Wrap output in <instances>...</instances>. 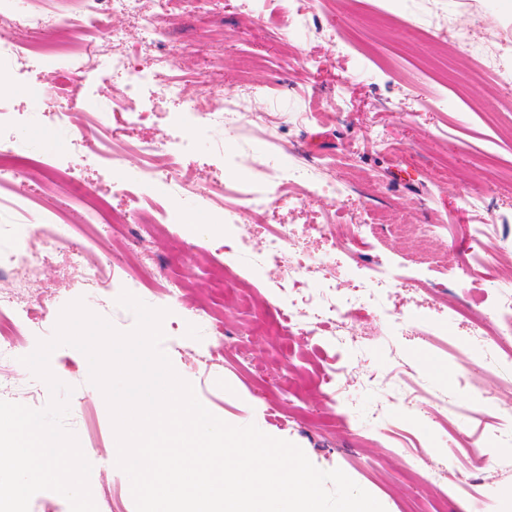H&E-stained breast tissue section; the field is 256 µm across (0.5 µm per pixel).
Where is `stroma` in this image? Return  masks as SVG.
<instances>
[{"instance_id":"1","label":"stroma","mask_w":512,"mask_h":512,"mask_svg":"<svg viewBox=\"0 0 512 512\" xmlns=\"http://www.w3.org/2000/svg\"><path fill=\"white\" fill-rule=\"evenodd\" d=\"M251 0H170L158 19L163 37L188 43L189 50L172 68L184 80L185 96L198 95L197 77L221 88L225 98L238 94L241 78L270 88L279 111L269 113L268 130L250 134V153L225 168L216 151L218 133L185 129L193 142L179 171L200 185L249 183L272 164L311 165L329 159V177L344 180L346 197L296 196L283 193L261 221L242 214L235 224L200 225L220 204L199 205L192 197H170L156 188L139 190L141 205L159 204L177 211L179 224L163 236H146L123 193L143 158L139 142L173 133L171 103L155 104L128 137L120 166L95 157L68 156L59 135L45 133L38 151L65 155L82 184L127 213L117 231L84 221V208L70 192L35 193L29 213L53 211L72 224L87 245L86 259L102 264L104 285L90 287L71 261L68 246L36 273L34 287L21 291L23 301L42 305L33 333L22 336L21 354L53 336L59 314L80 299L115 328H133V313L118 304L122 291L151 307L166 310L162 350L176 373L191 383L198 399L215 416L233 426L256 425L263 433L299 446L318 469H341L370 493L385 512H405L419 502L423 512H471L469 498L495 503L512 512V446L492 447V468L469 490L448 493L446 484L410 482V455L448 458V428L487 434L495 421L512 414V390L501 389L494 375L465 377L451 363L450 349H474L466 325L448 318L449 310H479L492 302L499 275L512 269V119L499 116L512 89L481 79L458 90L431 66L445 59L459 67L472 57L454 49L449 26L470 30L474 43L489 33L512 44V18L497 0H319L314 22L335 24L346 39L339 52L324 39L303 42L285 38L261 22ZM310 54L314 64L298 62ZM57 88L59 103L80 98L85 81L77 74L56 80L50 71L25 63L0 68V109L25 117L31 110L27 89ZM346 105H338L337 93ZM480 104V111L468 108ZM309 103L321 122L303 126L292 108ZM386 132L377 143L374 130ZM482 192L487 209H464L460 198ZM493 220V230L475 239L474 229ZM330 223L350 236L346 261L332 282L349 288L357 273L392 263L410 277L408 287L388 298L407 323L389 330L371 311L356 312L349 330L362 352L336 353L328 343L265 330L277 317L278 286L266 271L253 267L233 277L217 295L208 273L228 264L225 246H257L272 226L301 229ZM494 253V263H475L479 250ZM452 266L470 270L466 288L448 279ZM175 275L187 284L184 301L165 296L162 286ZM217 310L216 329L190 321L186 305ZM346 367L347 376L327 399L319 379L327 368ZM53 374L72 386L66 424L77 436L92 465L90 490L98 512H136L128 476L114 463V430L101 391L89 381V364L77 349L63 346L50 358ZM453 396L454 412L431 406L432 398ZM47 384L21 362L0 368V400L32 409L47 405ZM279 412H272V405Z\"/></svg>"}]
</instances>
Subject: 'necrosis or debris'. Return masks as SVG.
<instances>
[{
	"mask_svg": "<svg viewBox=\"0 0 512 512\" xmlns=\"http://www.w3.org/2000/svg\"><path fill=\"white\" fill-rule=\"evenodd\" d=\"M54 12L31 7L20 10L19 0H0V67L11 65L24 58L57 72L82 74L90 86L81 99L65 106L49 104L44 90H36L33 100L44 109L47 129L63 135L70 150L94 155L112 162L121 159V144L130 128L145 117L143 108L127 107L122 122H114V108L104 92V86L112 77H121L127 98L137 97L142 89H153L156 97L182 101L178 114L187 126L202 128L221 127L235 130L240 126L262 128L266 125V113L257 108L256 100L267 98L266 90L252 84L241 85L234 99L200 80V100L183 101V84L171 76L173 62L188 49L186 43L173 41L164 50L148 58L136 61L122 44L117 30L106 28L105 20L111 16H127L137 20L141 39L152 46L160 32L156 18L164 12L169 0H53ZM19 17L27 29L40 31L50 25L68 29L74 41L60 44L46 41L39 44L18 42L5 23L11 17ZM143 165L133 178L136 187L146 188L164 184L175 196L195 193V186L180 178L173 166L176 158L184 156V142L162 136L139 145ZM27 140L0 139V187L16 190L15 208L25 211L27 202L19 189L34 173H42L44 183H53L60 168L57 160L36 161L30 158ZM304 182L309 194L323 193L342 198L347 190L339 180L320 182L315 168L301 165L266 169L259 182L242 186L238 193L240 203L225 209L224 220H232L241 212L252 216L265 213L279 199L285 185ZM72 244V260L82 277L96 282L101 269L85 265L83 244L73 239L72 227L60 222L55 214L41 213L34 222L18 224L13 238L0 242V269L17 273L34 274L42 261L54 252L57 243ZM333 256L314 262L308 254L296 250L292 230L280 226L269 231L261 247L249 257L252 265L271 267L279 282L289 284L290 292L280 297L275 326L282 331L310 339L314 336L331 337L337 348H349L353 340L349 334L348 320L353 311L368 309L386 319L391 327L404 324L405 319L391 311L385 304V296L405 287L407 281L393 268L383 267L364 276L352 289L343 291L335 286L303 288L302 283L314 265L329 267ZM19 297L14 286L0 287V318H7V331L0 335V363L16 360L18 352L15 339L30 331L32 316L17 317ZM467 319L471 332L480 345L478 353L461 357L465 370L491 373L508 387H512V286L502 288L498 303L489 312H474ZM448 484L464 486L470 474L487 470L492 457L486 449V441L478 435H469L456 428H449Z\"/></svg>",
	"mask_w": 512,
	"mask_h": 512,
	"instance_id": "necrosis-or-debris-1",
	"label": "necrosis or debris"
}]
</instances>
